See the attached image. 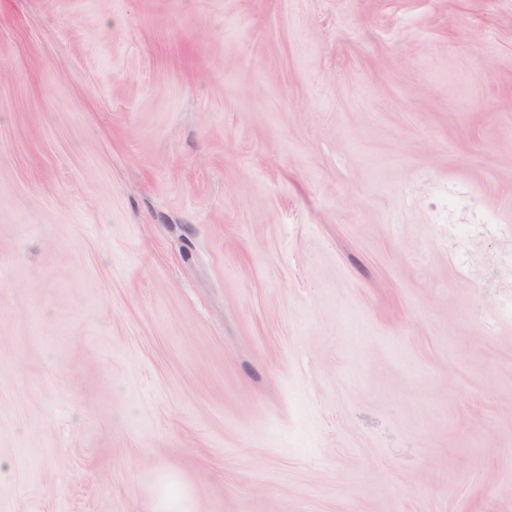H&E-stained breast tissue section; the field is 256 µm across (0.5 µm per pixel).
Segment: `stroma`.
<instances>
[{"label":"stroma","instance_id":"obj_1","mask_svg":"<svg viewBox=\"0 0 512 512\" xmlns=\"http://www.w3.org/2000/svg\"><path fill=\"white\" fill-rule=\"evenodd\" d=\"M0 512H512V0H0Z\"/></svg>","mask_w":512,"mask_h":512}]
</instances>
